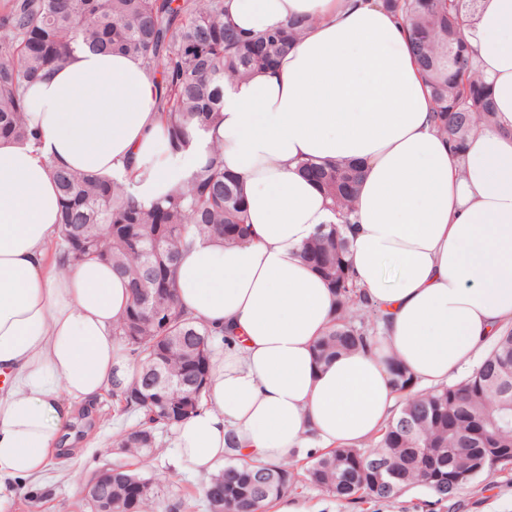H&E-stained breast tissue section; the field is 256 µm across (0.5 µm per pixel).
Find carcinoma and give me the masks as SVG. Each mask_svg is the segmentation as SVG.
<instances>
[{
	"mask_svg": "<svg viewBox=\"0 0 512 512\" xmlns=\"http://www.w3.org/2000/svg\"><path fill=\"white\" fill-rule=\"evenodd\" d=\"M376 2L408 26L434 103V126L454 150H462L470 130L490 114L487 88L463 40V17L474 0ZM311 23L296 16L278 28L244 34L226 14L224 0H0V140H38L26 115L27 88L87 45L136 56L160 76L157 111L175 164L223 121L224 82L274 66ZM47 167L59 190L63 256H96L132 289L112 336L137 377L130 387L113 389L112 398L117 411L139 416L118 447L144 467L160 437L183 421L187 395L200 404L216 336L179 306L175 266L196 237L238 243L248 235L243 177L224 168V144L217 137L201 163L149 203L132 175L87 173L51 162ZM298 171L324 193L339 219L301 250L336 303L328 331L315 344L322 363L372 345L384 317L359 290L343 232L353 223L359 167L308 158ZM388 366L396 392H404L411 386L408 372L392 360ZM226 448L224 467L202 489L206 512H270L275 501L303 486L353 508L394 501L416 487L440 502L452 498L482 476L512 471V330L498 337L465 379L401 402L367 450L310 453L299 473L287 464L238 462L231 438ZM132 484L144 489L134 508ZM99 496L112 502V512H150L162 489L155 479L115 463L112 481L99 488Z\"/></svg>",
	"mask_w": 512,
	"mask_h": 512,
	"instance_id": "obj_1",
	"label": "carcinoma"
}]
</instances>
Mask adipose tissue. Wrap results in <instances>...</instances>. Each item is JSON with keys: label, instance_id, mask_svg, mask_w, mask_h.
I'll return each instance as SVG.
<instances>
[{"label": "adipose tissue", "instance_id": "ef3b65f1", "mask_svg": "<svg viewBox=\"0 0 512 512\" xmlns=\"http://www.w3.org/2000/svg\"><path fill=\"white\" fill-rule=\"evenodd\" d=\"M261 32L313 23L274 69L225 83L224 166L244 178L250 235L182 252L179 305L214 341L196 413L173 429L179 471L210 473L234 433L245 460L356 446L388 421L394 358L431 389L512 325V0H477L464 28L494 115L454 153L431 120L428 84L402 21L372 0H226ZM152 75L137 58L78 50L30 86L38 142L0 141V512L47 467L75 407L136 371L112 336L131 300L94 257L50 252L60 203L45 165L131 173L146 198L179 170L146 168L160 134ZM360 162L350 262L386 314L377 344L317 363L334 297L302 246L335 217L299 161Z\"/></svg>", "mask_w": 512, "mask_h": 512}]
</instances>
